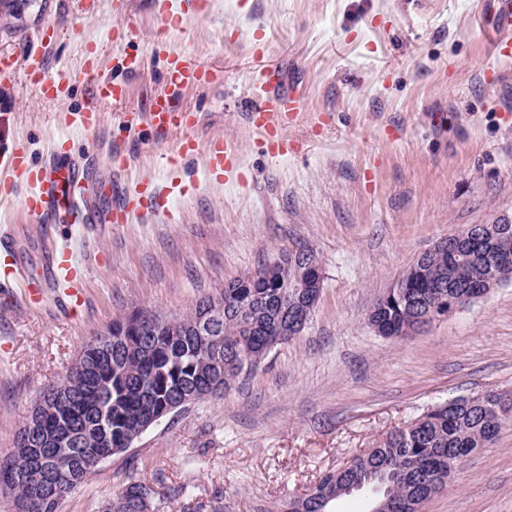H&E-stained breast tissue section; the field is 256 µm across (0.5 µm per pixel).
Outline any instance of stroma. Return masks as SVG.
<instances>
[{"label": "stroma", "mask_w": 512, "mask_h": 512, "mask_svg": "<svg viewBox=\"0 0 512 512\" xmlns=\"http://www.w3.org/2000/svg\"><path fill=\"white\" fill-rule=\"evenodd\" d=\"M30 0L0 24V148L20 145L32 166L51 152L85 167L93 184L141 179L167 187L163 209L128 224H51L28 214L30 184L0 201V267L42 279L40 296L0 288V461L35 400L112 320L134 311L190 312L226 282L282 252L307 247L323 288L298 336L224 394L189 405L105 460L60 512H99L129 479L154 485L153 512H179L170 491L203 512H279L329 471L449 399L512 394V280L403 338L379 336L366 315L420 255L471 224L512 217V56H498L481 22L491 0ZM183 14L181 27L163 13ZM52 38H44L46 29ZM188 52L218 80L183 92L200 120L190 132L125 131L167 90L165 62ZM144 68L127 96L92 103L87 64L119 77L125 54ZM67 70L48 96L30 57ZM305 101L289 127L293 148L273 156L248 124L263 68ZM507 80L487 84L489 69ZM124 76V75H123ZM102 114L85 131L68 115ZM199 150L182 170L166 161L183 137ZM241 154L237 179L209 171L206 144ZM83 265L76 286L45 280L51 246ZM422 512H512V427L471 454Z\"/></svg>", "instance_id": "obj_1"}]
</instances>
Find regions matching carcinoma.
Masks as SVG:
<instances>
[{"label":"carcinoma","instance_id":"carcinoma-1","mask_svg":"<svg viewBox=\"0 0 512 512\" xmlns=\"http://www.w3.org/2000/svg\"><path fill=\"white\" fill-rule=\"evenodd\" d=\"M498 246L469 243L452 256L440 247L427 252L416 271L401 282L403 299L376 301L367 315L379 334L401 339L430 309L441 313L448 299L472 292L503 263L512 264V222L497 219ZM251 280L233 279L215 299L167 318L144 311L112 321L83 348L76 364L40 394L15 432L14 452L0 464V487L14 494L17 512H59L101 463L123 452L150 427L194 403L219 396L229 384L253 374L272 351L282 312L294 298L301 264L286 252ZM223 307V320L210 336L194 327L206 305ZM512 423V397L485 393L438 405L409 425L389 433L356 456L342 472L326 473L308 491L299 512H333L348 485L373 496L374 512H414L439 492L448 471L471 453L492 444ZM147 484L131 480L104 506L127 512L132 495L152 498Z\"/></svg>","mask_w":512,"mask_h":512}]
</instances>
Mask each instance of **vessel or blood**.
Instances as JSON below:
<instances>
[{"label": "vessel or blood", "mask_w": 512, "mask_h": 512, "mask_svg": "<svg viewBox=\"0 0 512 512\" xmlns=\"http://www.w3.org/2000/svg\"><path fill=\"white\" fill-rule=\"evenodd\" d=\"M495 13L498 17L497 33L494 37L498 55H512V0H495ZM29 74L39 84L43 92L49 93L66 86V75L47 76L40 61H33ZM214 80L213 73L200 65L190 54H174L169 62L167 83L168 94L155 97L146 114L147 123L157 132L187 130L194 127L199 116L194 111L180 105L178 94L181 90L198 85H206ZM279 78L276 72H268L253 86L252 97L256 101L248 120L261 137L271 141L274 155L287 154L290 142L286 130L295 110L287 106V97L275 93L274 87ZM93 106L72 112L70 121L77 127L92 130L99 126L102 115L97 109L99 102L118 101L125 97L127 86L121 82H96L90 89ZM5 163L14 177L26 179L33 187L32 193L24 200L25 210L50 220L59 218L74 219L80 223H91L95 218L86 204L85 179L76 168L60 169L53 164L32 167L20 148L14 147L5 152ZM206 161L210 170L232 178L238 171L241 160L237 150L223 139L215 138L206 146ZM165 204L161 188L142 182L134 189L126 191L113 205L106 220L111 224H126L131 218L150 207H163ZM50 277L54 280L71 281L75 278L78 264L73 253L64 247H54L52 252Z\"/></svg>", "instance_id": "obj_1"}]
</instances>
